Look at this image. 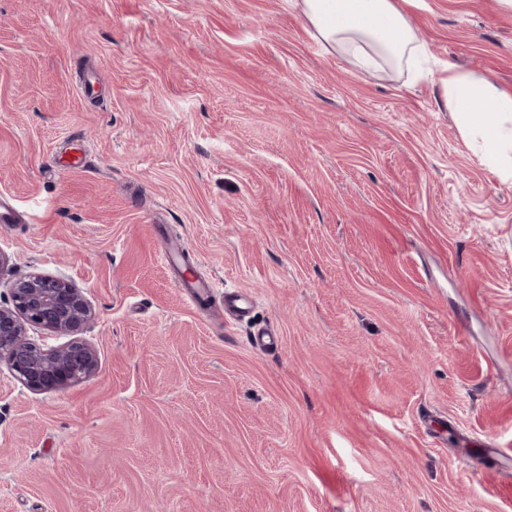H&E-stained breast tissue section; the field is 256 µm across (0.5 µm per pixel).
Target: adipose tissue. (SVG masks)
Segmentation results:
<instances>
[{
    "mask_svg": "<svg viewBox=\"0 0 512 512\" xmlns=\"http://www.w3.org/2000/svg\"><path fill=\"white\" fill-rule=\"evenodd\" d=\"M315 37L371 74L425 73L428 51L397 0H293ZM439 80L446 107L464 142L491 171L512 181V92L449 63Z\"/></svg>",
    "mask_w": 512,
    "mask_h": 512,
    "instance_id": "ef3b65f1",
    "label": "adipose tissue"
}]
</instances>
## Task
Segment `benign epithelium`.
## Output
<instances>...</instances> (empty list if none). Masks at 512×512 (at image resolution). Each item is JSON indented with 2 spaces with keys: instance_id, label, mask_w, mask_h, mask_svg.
<instances>
[{
  "instance_id": "7a95c632",
  "label": "benign epithelium",
  "mask_w": 512,
  "mask_h": 512,
  "mask_svg": "<svg viewBox=\"0 0 512 512\" xmlns=\"http://www.w3.org/2000/svg\"><path fill=\"white\" fill-rule=\"evenodd\" d=\"M94 317L86 295L70 281L40 273L19 278L11 285L9 303L0 304V364L33 391L85 379L96 371L98 355L79 334ZM33 333L67 341L49 346Z\"/></svg>"
}]
</instances>
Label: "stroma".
<instances>
[{
  "label": "stroma",
  "mask_w": 512,
  "mask_h": 512,
  "mask_svg": "<svg viewBox=\"0 0 512 512\" xmlns=\"http://www.w3.org/2000/svg\"><path fill=\"white\" fill-rule=\"evenodd\" d=\"M404 8L417 82L292 0H0V293L68 279L99 355L50 391L0 366V512H512L481 469L512 448V182L436 77L512 90V10ZM164 235L250 319L186 304ZM221 297L223 298L225 318L237 320L248 316L251 309V301L246 294L225 290Z\"/></svg>",
  "instance_id": "1"
}]
</instances>
